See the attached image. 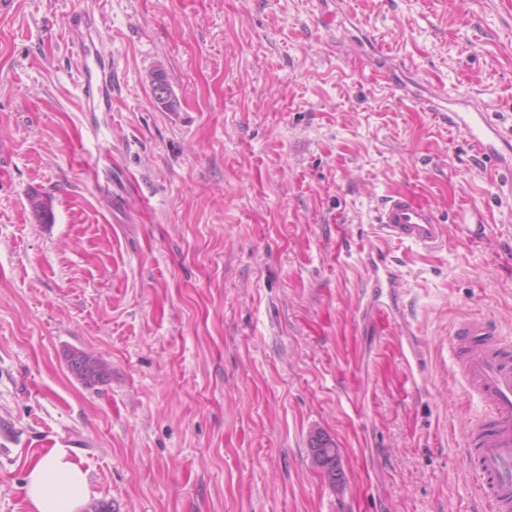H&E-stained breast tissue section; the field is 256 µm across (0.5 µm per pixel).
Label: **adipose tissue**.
<instances>
[{
    "label": "adipose tissue",
    "instance_id": "obj_1",
    "mask_svg": "<svg viewBox=\"0 0 512 512\" xmlns=\"http://www.w3.org/2000/svg\"><path fill=\"white\" fill-rule=\"evenodd\" d=\"M24 491L31 512H80L90 498L85 473L62 448L30 464Z\"/></svg>",
    "mask_w": 512,
    "mask_h": 512
}]
</instances>
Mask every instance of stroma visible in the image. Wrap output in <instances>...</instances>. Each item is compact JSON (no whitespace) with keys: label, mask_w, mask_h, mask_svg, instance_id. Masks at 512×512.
<instances>
[{"label":"stroma","mask_w":512,"mask_h":512,"mask_svg":"<svg viewBox=\"0 0 512 512\" xmlns=\"http://www.w3.org/2000/svg\"><path fill=\"white\" fill-rule=\"evenodd\" d=\"M86 12L117 59L108 112L79 109ZM434 104L489 105L512 155V0H0V429L22 439L0 447V512H29L42 441L87 472L82 512H480L484 402L451 335L483 315L512 342V174ZM398 192L450 228L395 248L413 375L356 313ZM75 350L109 378L77 380ZM311 447L313 460L316 466L321 469L322 474L328 482L335 486L339 481V472L336 466V456L338 452L336 444L331 439L317 437L311 444ZM316 448H336V456L331 454V450H329L330 452L328 450H324V452L318 453Z\"/></svg>","instance_id":"obj_1"}]
</instances>
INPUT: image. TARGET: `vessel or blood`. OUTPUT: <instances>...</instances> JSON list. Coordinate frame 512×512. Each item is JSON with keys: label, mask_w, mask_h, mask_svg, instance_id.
<instances>
[{"label": "vessel or blood", "mask_w": 512, "mask_h": 512, "mask_svg": "<svg viewBox=\"0 0 512 512\" xmlns=\"http://www.w3.org/2000/svg\"><path fill=\"white\" fill-rule=\"evenodd\" d=\"M93 23L89 15L73 22L80 56L78 83L84 111L108 112L112 109V58L81 34ZM441 119L462 131L474 152L496 169L512 164L499 149V131L484 108L445 113ZM447 233V226L416 194L398 193L382 203L362 258L369 293L358 308L360 320L375 333L399 326L396 313L405 282L391 258V246L408 243L430 251L442 246ZM451 345L461 353L460 371L467 389L487 404L467 436L477 495L485 512H512V345L501 340L495 323L479 316L457 324Z\"/></svg>", "instance_id": "b4317fda"}]
</instances>
